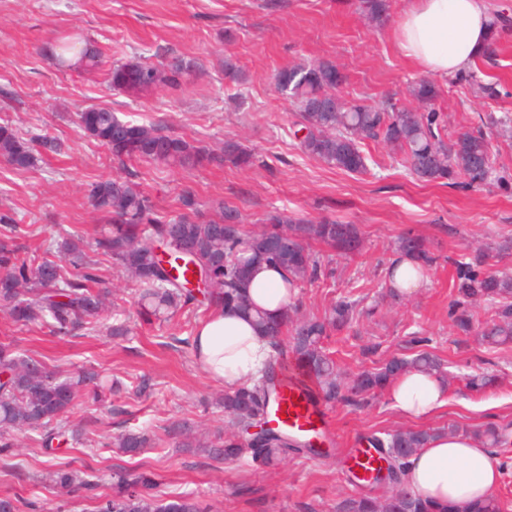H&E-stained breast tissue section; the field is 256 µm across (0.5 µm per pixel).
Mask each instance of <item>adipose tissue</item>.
I'll list each match as a JSON object with an SVG mask.
<instances>
[{
    "label": "adipose tissue",
    "mask_w": 512,
    "mask_h": 512,
    "mask_svg": "<svg viewBox=\"0 0 512 512\" xmlns=\"http://www.w3.org/2000/svg\"><path fill=\"white\" fill-rule=\"evenodd\" d=\"M488 0H410L398 20L394 42L413 65L438 77L467 70L488 46L493 27ZM288 275L265 263L252 268L246 294L252 305L281 315L291 303ZM192 350L200 369L232 391L253 383L272 348L253 319L231 307H217L199 323ZM391 407L404 419L422 421L448 404V384L431 372L410 369L385 390ZM498 461L470 434L440 432L408 461L404 483L417 497L470 512L499 484Z\"/></svg>",
    "instance_id": "ef3b65f1"
}]
</instances>
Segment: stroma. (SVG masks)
I'll return each mask as SVG.
<instances>
[{
	"mask_svg": "<svg viewBox=\"0 0 512 512\" xmlns=\"http://www.w3.org/2000/svg\"><path fill=\"white\" fill-rule=\"evenodd\" d=\"M382 21H370L359 0H0V119L21 138L57 140V154L37 153L34 164L15 170L0 159V213L17 222L13 234L28 250L59 246L70 234L93 240L101 223L88 195L92 185L115 174L105 147L85 135L77 114L91 106L112 109L125 120H163L187 140L217 150L239 142L258 164L231 163L195 169L135 161L140 188L150 195L158 218L183 213L180 195L192 188L200 209L221 200L237 209L243 230L262 229L269 214L282 212L311 223L331 218L357 225L362 251L340 255L312 241L323 273L295 290L301 315L321 317L341 299L355 304L349 326L333 331L325 347L343 378L371 369L395 354L411 353L412 337L429 339L428 349L449 371L450 402L428 419L431 428L457 425L512 430V344L495 349L476 332L459 330L449 316L457 295L455 262L483 248L486 268L512 271V136L499 125L512 121V33L499 36L494 56L463 73L429 76L397 49L392 31L409 0H388ZM88 41L105 62H158L176 55L199 72L180 91L139 97L112 90L106 70L88 75L59 69L51 49L68 38ZM331 60L343 68L346 98L383 105L413 106L411 87L432 80L436 111L448 117L456 137L493 117L487 128L495 157V180L468 185L465 177L425 181L411 174L399 155L367 141L366 173H348L304 154L292 134L294 105L272 82L280 67ZM238 81L225 74L226 65ZM495 88V96L482 86ZM421 237L433 256L419 292L389 294L387 269L406 232ZM107 288L128 333L110 336L82 331L57 337L41 326L24 327L0 312V341H16L47 367L74 372L95 368L114 386L108 406L82 404L69 424H87L98 434L92 448L68 444L60 462L78 471L109 472L113 465L147 466L160 495H198L213 512H337L344 499L369 492L381 497L388 485L365 488L353 480L348 462L367 437L405 427L386 395L355 407L336 401L328 409L335 443L321 456L300 455L274 468L249 456L218 461L179 447L183 434L198 436L224 425L223 386L197 366L189 344L210 309L200 304L169 320L143 314L133 283L110 257L100 259ZM490 376L483 392L466 388L465 375ZM146 391H138L140 381ZM151 442L142 455L116 454L114 444L129 430ZM16 456L0 461V497L36 505V512H91L83 492L61 494L45 478L48 465L31 439L18 431Z\"/></svg>",
	"mask_w": 512,
	"mask_h": 512,
	"instance_id": "1",
	"label": "stroma"
}]
</instances>
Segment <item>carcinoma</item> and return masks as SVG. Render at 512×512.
Segmentation results:
<instances>
[{"label": "carcinoma", "instance_id": "obj_1", "mask_svg": "<svg viewBox=\"0 0 512 512\" xmlns=\"http://www.w3.org/2000/svg\"><path fill=\"white\" fill-rule=\"evenodd\" d=\"M360 7L377 21L387 10V0H360ZM58 66L83 72L96 71L102 64L94 50L63 41L56 52ZM196 66L180 57L158 64L141 61H114L108 69L112 89L139 96L156 90H178ZM274 84L281 93L290 95L297 110V125L304 131L299 139L303 153L325 164L349 173L367 170V156L361 144L370 140L382 143L401 155L402 162L425 181L447 180L456 174L465 176L469 184L481 185L494 173L489 143L483 133L485 119L477 126L450 139L446 133L444 113L433 109L377 107L368 103H351L339 95L347 77L331 60L284 66L275 71ZM328 95L336 99L333 108L320 111L318 98ZM79 125L105 146L112 159L123 165L145 160L168 167L191 169L210 163L229 161L237 166H250L254 155L235 141H227L219 153L168 132L164 126L122 120L103 107H91L78 115ZM46 152L60 151V144L48 137L24 140L11 125H0V158L16 169H27L35 161L36 147ZM93 209L107 227L94 238L96 250L112 257L118 268L137 286L138 303L148 316L170 317L195 297L188 289L195 272L189 263H178V253L186 246L198 254L197 265L202 279L209 282L204 290L217 306H233L249 310L244 285L249 267L258 260L279 266L288 272V288L317 280L320 261L307 249L305 240L318 238L345 254L362 247V238L351 224L325 220L318 224H290L288 216L279 213L267 218L268 226L258 231H245L238 222V212L218 201L215 215L205 216L197 207L192 190L186 189L181 203L186 212L173 220L154 216V205L130 177L116 175L103 179L90 190ZM288 229H280V225ZM162 244L172 253L170 268L161 265L155 248ZM64 263L59 264L33 252H22L13 238L0 239V311L23 326L47 325L56 335H69L78 330L104 331L122 336L120 324L105 321L108 293L98 288L103 281L100 268L84 249L81 236L61 245ZM399 250L411 254L424 264L433 258L423 241L408 235L401 238ZM483 254L470 262H456L458 298L451 304L450 316L458 328L471 329L473 312L480 304L495 307V314L485 322L480 336L490 347L512 343V277L482 268ZM353 318V305L341 300L323 318H300L289 309L281 319L257 314L263 335L273 341V351L261 377L249 386L224 393L222 404L229 429L217 432L216 443L184 441V448H201L210 455L226 460L241 456L243 446L233 427L248 426L267 416V407L277 391L281 366L293 354L305 363L317 379L318 395L323 401L341 396L360 405L406 368L441 373V363L427 350L411 357H391L371 371L346 383L336 371V363L322 349L328 332L346 326ZM0 455H15L11 431L25 428L36 433V444L42 454L52 457L59 441L71 432L91 446L95 431L85 426L65 427L64 418L78 401H101L107 383L98 373L88 369L77 376H67L48 369L41 361L21 351L13 341H0ZM435 434L430 428H400L376 438L372 444L390 453L396 463L397 478L390 494L379 499L370 494L342 502L339 512H437L403 486L408 459L425 447ZM488 446L511 444L500 429L489 427L477 432ZM150 443L147 436L130 431L120 436L119 452L125 456L140 455ZM312 448L279 430L269 431L251 451L253 463L271 467L290 455L315 454ZM48 477L62 492L81 490L93 503L92 512H211L199 497L184 493L163 498L156 494L154 475L138 468H115L109 474L112 492H100L104 478L70 469L60 463L51 464Z\"/></svg>", "mask_w": 512, "mask_h": 512}]
</instances>
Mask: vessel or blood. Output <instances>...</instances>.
<instances>
[{"instance_id":"obj_1","label":"vessel or blood","mask_w":512,"mask_h":512,"mask_svg":"<svg viewBox=\"0 0 512 512\" xmlns=\"http://www.w3.org/2000/svg\"><path fill=\"white\" fill-rule=\"evenodd\" d=\"M273 412L280 416L281 427L305 437L313 445H322L324 435L329 432L328 409L306 372L296 367H289L287 375L281 376Z\"/></svg>"}]
</instances>
